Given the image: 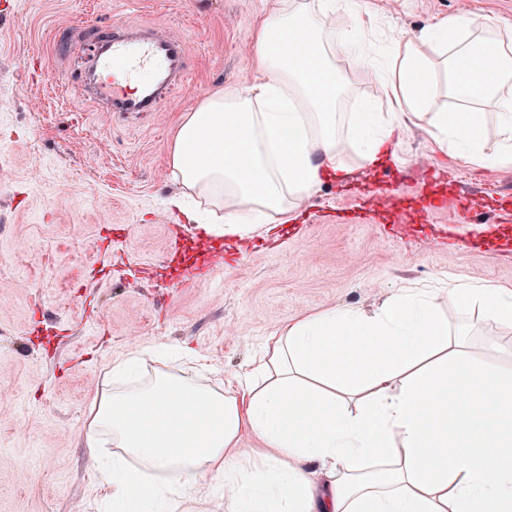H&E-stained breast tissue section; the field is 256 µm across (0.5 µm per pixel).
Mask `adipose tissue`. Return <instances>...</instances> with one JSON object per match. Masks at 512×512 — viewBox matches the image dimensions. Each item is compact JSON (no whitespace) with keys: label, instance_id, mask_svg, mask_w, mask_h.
Wrapping results in <instances>:
<instances>
[{"label":"adipose tissue","instance_id":"adipose-tissue-1","mask_svg":"<svg viewBox=\"0 0 512 512\" xmlns=\"http://www.w3.org/2000/svg\"><path fill=\"white\" fill-rule=\"evenodd\" d=\"M349 27L327 10L274 0L254 30L255 81L219 87L179 124L169 163L188 195L222 208L205 234L252 239L285 224L325 181L351 174L338 149L347 84L337 56L370 24L352 0ZM490 20L461 13L395 41L383 64L359 58L390 103L353 117L369 166L395 156L404 121L480 166L512 158V51L476 48ZM451 55L433 61V52ZM458 101L448 110L441 96ZM491 98L502 152L485 151L473 102ZM512 327V290L449 282L407 289L365 313L330 308L268 336L224 388L167 372L140 376L144 352L113 362L112 387L86 405L83 446L112 512H182L208 492L224 512H512V368L477 364L440 317L442 302ZM114 450L100 454L103 433ZM259 445L244 448L243 434Z\"/></svg>","mask_w":512,"mask_h":512}]
</instances>
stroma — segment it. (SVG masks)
Masks as SVG:
<instances>
[{"label":"stroma","instance_id":"35a3bbf8","mask_svg":"<svg viewBox=\"0 0 512 512\" xmlns=\"http://www.w3.org/2000/svg\"><path fill=\"white\" fill-rule=\"evenodd\" d=\"M373 25L363 42L388 46L466 10L494 22L512 46V0H356ZM271 0H0V512H105L98 464L82 446L85 405L109 384L113 359L136 345H187L212 365L172 363L188 381L218 385L243 370L266 336L306 312L372 311L401 288L491 281L512 288V244L495 254L456 239H425L471 195L494 228L512 229V162L467 164L425 129L405 128L383 180L403 185L366 224L341 213L368 194L319 186L294 227L244 244L213 238L216 278L175 280L193 253L194 225L170 211L180 193L169 152L180 117L219 86L255 71L252 30ZM133 23L185 41L187 71L157 111L103 109L75 82L77 58L98 30ZM363 42L354 43L360 52ZM349 69L340 100L342 157L360 185L371 173L349 141V118L388 109L379 88ZM437 210L434 222L424 212ZM453 334L475 357L508 367L512 329L453 304Z\"/></svg>","mask_w":512,"mask_h":512}]
</instances>
